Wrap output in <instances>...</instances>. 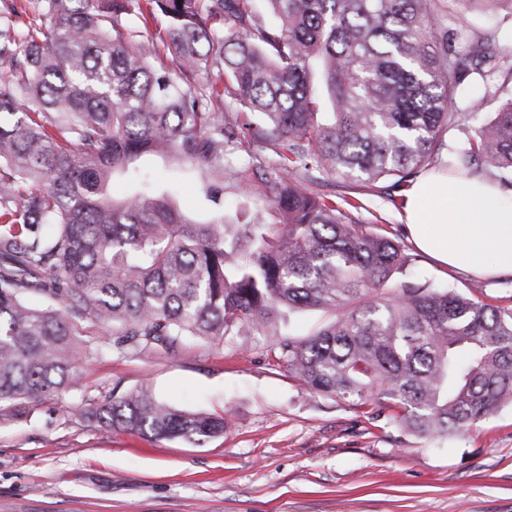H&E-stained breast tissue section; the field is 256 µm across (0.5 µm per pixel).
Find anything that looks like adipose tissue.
I'll list each match as a JSON object with an SVG mask.
<instances>
[{
	"label": "adipose tissue",
	"mask_w": 512,
	"mask_h": 512,
	"mask_svg": "<svg viewBox=\"0 0 512 512\" xmlns=\"http://www.w3.org/2000/svg\"><path fill=\"white\" fill-rule=\"evenodd\" d=\"M415 247L479 279L512 277V202L497 183L431 172L403 206Z\"/></svg>",
	"instance_id": "1"
}]
</instances>
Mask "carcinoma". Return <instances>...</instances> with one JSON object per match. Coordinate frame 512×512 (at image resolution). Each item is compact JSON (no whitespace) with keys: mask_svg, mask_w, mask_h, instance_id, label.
Instances as JSON below:
<instances>
[{"mask_svg":"<svg viewBox=\"0 0 512 512\" xmlns=\"http://www.w3.org/2000/svg\"><path fill=\"white\" fill-rule=\"evenodd\" d=\"M512 0H35L41 27L17 39L0 11V419L73 385L103 344L129 354L221 341L309 307L330 322L279 343L311 390L355 406L392 402L417 436H458L512 402V308L474 287L411 286L389 238L295 183L300 170L390 192L433 164L464 82L512 65L496 33L461 21L466 5ZM162 23L175 69L151 62L126 19ZM212 71L262 116L253 140L277 145L272 221L194 224L136 169L146 153L224 161V113L185 89ZM512 181V97L448 161ZM121 171L141 190L110 195ZM44 305L34 307L28 294ZM114 340L107 341L98 329ZM78 415L100 430L202 446L226 418L175 409L147 385Z\"/></svg>","mask_w":512,"mask_h":512,"instance_id":"1","label":"carcinoma"}]
</instances>
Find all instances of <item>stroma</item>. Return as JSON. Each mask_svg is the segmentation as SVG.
<instances>
[{
	"instance_id": "stroma-1",
	"label": "stroma",
	"mask_w": 512,
	"mask_h": 512,
	"mask_svg": "<svg viewBox=\"0 0 512 512\" xmlns=\"http://www.w3.org/2000/svg\"><path fill=\"white\" fill-rule=\"evenodd\" d=\"M512 96V83L486 92L467 84L457 98L461 126L444 139L449 158ZM482 98L479 112L467 109ZM235 135L223 170L147 156L140 165L182 214L204 223L206 186L224 185V216L268 214L276 146L253 141L256 114L234 98H212ZM323 198L359 199L370 230L398 243L412 262L404 280L469 293L477 280L441 266L412 243L404 193L325 174L304 180ZM328 317L311 308L284 311L277 326L223 341L190 339L172 354L128 355L112 347L87 356L78 383L44 399L19 421L0 420V512H512V404L499 406L465 435L420 438L387 405L352 407L314 393L288 368L282 335L306 338ZM149 384L189 411L224 415L223 435L197 447L123 430L100 431L82 419L85 404Z\"/></svg>"
}]
</instances>
